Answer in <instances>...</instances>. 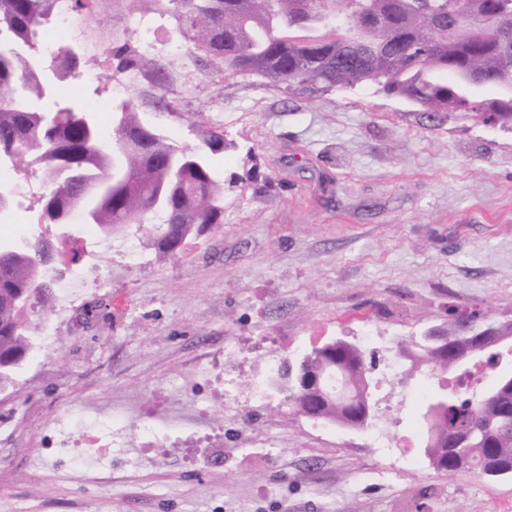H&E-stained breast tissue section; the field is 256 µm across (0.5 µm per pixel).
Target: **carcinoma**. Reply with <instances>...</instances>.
I'll use <instances>...</instances> for the list:
<instances>
[{
    "label": "carcinoma",
    "instance_id": "1",
    "mask_svg": "<svg viewBox=\"0 0 512 512\" xmlns=\"http://www.w3.org/2000/svg\"><path fill=\"white\" fill-rule=\"evenodd\" d=\"M53 0H0V158L35 166L46 179L41 218L70 223L83 212V191L112 183V141H123L124 179L96 200L95 224L103 228L160 217L152 225L159 255H171L207 226L224 223V187L210 154L234 147L209 131L203 146L178 149L141 120L135 107L122 111L112 135H102L87 110L69 102L51 119L42 101L54 96L49 71L57 60L41 49ZM191 54L218 63L226 76H254L288 90L333 91L377 85L439 121L456 114L512 129V0H170ZM117 69L140 65L127 46L112 51ZM477 72L495 97L473 98L466 74ZM181 158L178 167L169 164ZM43 243L26 251H0V362L22 356L35 344L28 312L53 307V296L34 285L44 278ZM480 321L474 311L455 313L441 330L448 354L435 357L422 340L401 350L432 371L463 364L479 345L461 321ZM336 368L348 379L345 396L323 398L295 388L288 400L326 422L348 425L369 403L367 356L343 341ZM512 369L499 370L490 390L461 397L428 423L423 452L449 475L477 471L512 476Z\"/></svg>",
    "mask_w": 512,
    "mask_h": 512
}]
</instances>
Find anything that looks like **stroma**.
Returning a JSON list of instances; mask_svg holds the SVG:
<instances>
[{
    "instance_id": "obj_1",
    "label": "stroma",
    "mask_w": 512,
    "mask_h": 512,
    "mask_svg": "<svg viewBox=\"0 0 512 512\" xmlns=\"http://www.w3.org/2000/svg\"><path fill=\"white\" fill-rule=\"evenodd\" d=\"M136 0L71 9L74 69L54 102L116 106L112 50L136 46ZM162 50L144 54L128 91L142 118L179 147L219 128L211 156L224 222L167 258L148 228L97 246L93 224L38 223L33 169L0 182L13 207L0 237L43 236L57 253L52 294L73 271L98 272L66 301L35 310L41 348L0 399V512H512V477L381 460L368 427L329 426L254 382L332 339L368 344L387 370L398 341L445 327L455 310L512 320V130L432 122L370 85L311 94L224 76L189 52L171 0H157ZM163 68L164 84L148 77ZM138 247L130 263L126 241ZM377 337L364 342L365 327ZM421 373L373 394L390 435L416 433ZM112 413V446L74 463L73 430ZM159 436L143 447L140 430Z\"/></svg>"
}]
</instances>
